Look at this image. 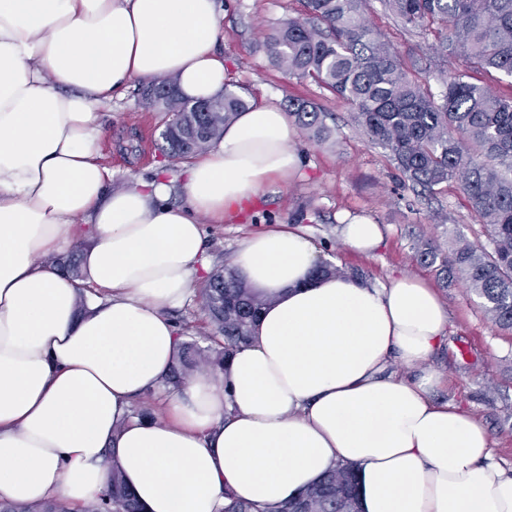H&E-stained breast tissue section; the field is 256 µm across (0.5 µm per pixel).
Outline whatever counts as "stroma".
Here are the masks:
<instances>
[{
	"instance_id": "1",
	"label": "stroma",
	"mask_w": 512,
	"mask_h": 512,
	"mask_svg": "<svg viewBox=\"0 0 512 512\" xmlns=\"http://www.w3.org/2000/svg\"><path fill=\"white\" fill-rule=\"evenodd\" d=\"M221 2L227 81L241 87L252 105L274 102L284 108L292 98L314 100L331 113L336 144L316 146L295 133L302 177L267 189L237 220L207 225L213 268L230 266L247 233L288 223L300 211L312 241L333 264L359 269L370 279L410 272L429 280L448 306V342L430 362L448 381L442 396L472 411L488 428L498 457L512 464V333L487 320L461 279H443L434 267L416 261L418 245L427 240L482 238L465 199L451 188L433 198L401 189L385 151L356 133L346 107L312 80H297L269 63L259 46L270 26L298 15L299 0ZM370 20L398 44L416 76H434L442 69L433 50L434 30L400 31L381 0H372ZM141 92L139 83H131L123 97L99 108L105 122L101 161L115 189L149 175L159 163L163 115L145 104ZM342 211L366 213L383 225L384 240L373 256L357 255L339 239L336 216Z\"/></svg>"
}]
</instances>
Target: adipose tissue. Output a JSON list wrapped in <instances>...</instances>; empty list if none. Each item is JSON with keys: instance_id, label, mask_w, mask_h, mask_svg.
<instances>
[{"instance_id": "adipose-tissue-1", "label": "adipose tissue", "mask_w": 512, "mask_h": 512, "mask_svg": "<svg viewBox=\"0 0 512 512\" xmlns=\"http://www.w3.org/2000/svg\"><path fill=\"white\" fill-rule=\"evenodd\" d=\"M220 0H0V500L74 512L119 469L144 512L262 506L340 463L363 512H512V475L484 425L437 399L426 363L448 308L424 278L318 275L301 227L249 234L234 262L269 297L251 341L165 389L178 328L167 314L210 273L199 216L223 223L300 169L280 106L237 115L181 171L109 189L100 104L132 81L224 92ZM355 252L380 224L343 214ZM80 251L73 278L44 256ZM162 391L152 414L131 407Z\"/></svg>"}]
</instances>
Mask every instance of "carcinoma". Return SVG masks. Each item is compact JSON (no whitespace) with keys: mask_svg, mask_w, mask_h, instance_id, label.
Wrapping results in <instances>:
<instances>
[{"mask_svg":"<svg viewBox=\"0 0 512 512\" xmlns=\"http://www.w3.org/2000/svg\"><path fill=\"white\" fill-rule=\"evenodd\" d=\"M404 29L437 25L434 49L448 63L435 94L430 81L414 76L399 47L369 20V0H302V11L273 26L261 46L269 62L297 79L311 78L350 109L355 130L386 151L404 189L440 194L453 186L468 200L486 242L458 237L444 251L429 242L418 253L458 277L481 303L487 319L512 331V92L505 96L470 81V73L512 78V0H382ZM145 102L165 113L177 133L163 140L168 167L221 137L248 103L226 88L202 101L183 98L164 79L143 90ZM288 115L308 142H333L330 113L305 99L288 100ZM201 296L209 332L185 340L180 329L172 378L226 362L251 339L252 325L267 298L217 270ZM224 512H362L357 473L338 464L296 497L274 507L227 494ZM0 512H70L62 499L31 504L0 501ZM83 512H142L119 470L109 492Z\"/></svg>","mask_w":512,"mask_h":512,"instance_id":"carcinoma-1","label":"carcinoma"}]
</instances>
